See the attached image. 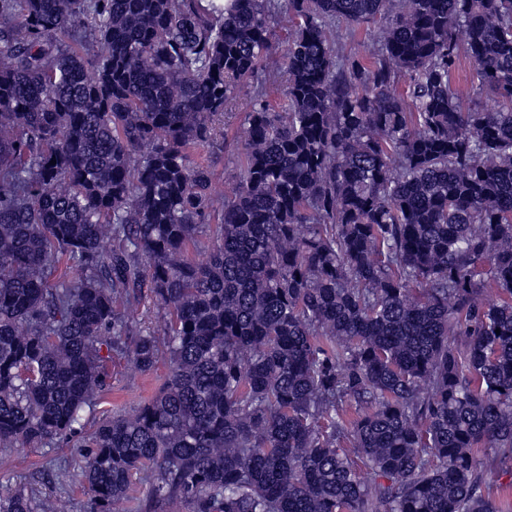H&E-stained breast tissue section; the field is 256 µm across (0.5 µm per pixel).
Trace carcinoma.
Returning <instances> with one entry per match:
<instances>
[{"instance_id":"1","label":"carcinoma","mask_w":512,"mask_h":512,"mask_svg":"<svg viewBox=\"0 0 512 512\" xmlns=\"http://www.w3.org/2000/svg\"><path fill=\"white\" fill-rule=\"evenodd\" d=\"M94 416L84 512H512V0H0V448ZM377 34V26L363 29L356 35L348 37L342 46V53L351 56H363ZM456 88L461 91L463 102L466 106L493 107L495 105L494 97L490 93H479L475 91V88H472L471 80L464 69L463 72H460L459 79H456ZM250 91L249 86H244L232 107V111L224 114V132L228 135V139H231L246 122L251 99ZM212 169L213 178L226 193H229L235 186L239 174V165L237 155L233 147H228L226 151L214 149ZM167 373L168 364L164 361L159 362L154 371L140 373L127 360H115L112 362V386L104 394L98 412L107 410L112 414L118 413L151 399Z\"/></svg>"}]
</instances>
